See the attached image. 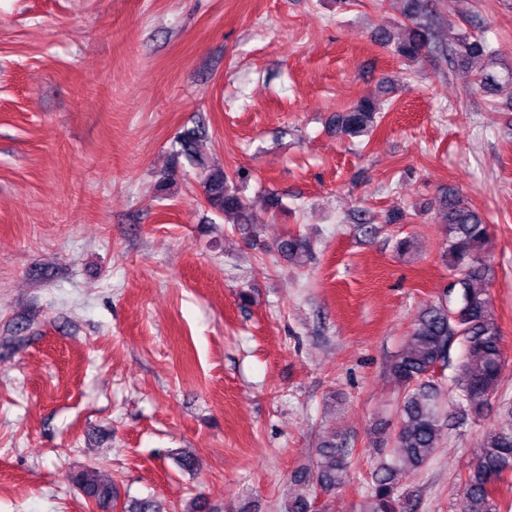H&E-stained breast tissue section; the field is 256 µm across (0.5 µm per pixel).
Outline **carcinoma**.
<instances>
[{
	"instance_id": "1",
	"label": "carcinoma",
	"mask_w": 512,
	"mask_h": 512,
	"mask_svg": "<svg viewBox=\"0 0 512 512\" xmlns=\"http://www.w3.org/2000/svg\"><path fill=\"white\" fill-rule=\"evenodd\" d=\"M403 36L393 41L390 30L381 28L376 39L408 62L426 57H448L461 66L476 57L487 64L477 74L483 88L512 95V71L502 67L500 50L485 40L461 35L453 47L437 36L446 23L434 0H401ZM380 105L364 97L345 112L334 114L329 128L338 136L357 137L377 126ZM206 129L196 125L183 129L174 139V153L197 166L198 176L209 205L228 219L246 206L240 183L244 176H230L223 168L203 159L199 143ZM443 223L447 237L442 262L448 270L444 299L422 309L412 335L390 365V375L402 390L399 405L400 426L394 436L391 458L377 464L370 473L362 512H412L409 500L399 492V481L407 467L426 466L438 447L445 422L455 413H484L498 391L505 359L502 332L495 319L488 285L495 270L487 252L488 226L482 215L466 205L454 191L442 189ZM284 259L302 265L311 252L310 241L299 234H288L275 243ZM464 344L466 358L453 382L454 398L446 402L443 388L431 380L435 370L448 362L455 342ZM353 452L346 442L330 432L321 441L305 476L297 480L300 492L286 499L280 512H315L319 495L344 486L349 478ZM512 471V423L489 431L479 443L472 471L461 485L460 512H512L507 502L492 490V485ZM76 487L98 505L112 500V486L102 481L92 468L74 477Z\"/></svg>"
}]
</instances>
